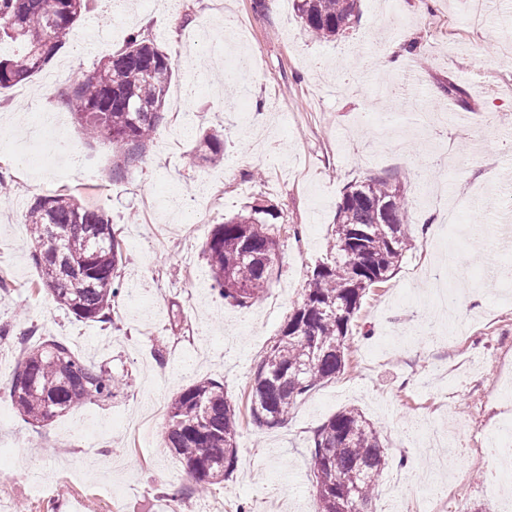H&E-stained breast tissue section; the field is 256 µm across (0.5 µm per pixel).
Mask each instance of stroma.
Segmentation results:
<instances>
[{
  "label": "stroma",
  "instance_id": "35a3bbf8",
  "mask_svg": "<svg viewBox=\"0 0 512 512\" xmlns=\"http://www.w3.org/2000/svg\"><path fill=\"white\" fill-rule=\"evenodd\" d=\"M133 5L132 19L114 16ZM140 31L178 59L164 121L142 161L116 172L118 153L68 118L85 169L37 167L20 156L35 113L55 112L71 79ZM398 65L382 69L380 57ZM41 75L0 90V512H315L314 431L353 407L389 457L375 512H432L427 492L459 486L444 512L493 505L506 486L476 458L484 432L512 424V266L499 226L512 224V0H361L338 39L309 35L292 0H99ZM472 88L467 108L449 82ZM206 132L224 159L200 162ZM385 175L415 206L412 246L372 288L352 323L350 365L309 392L277 428L243 419L238 466L210 493L164 443L167 408L183 387L211 378L238 403L267 345L302 299L345 187ZM74 196L107 213L123 243L122 284L138 280L147 320L120 296L110 323L79 321L38 286L24 207L39 194ZM270 211L279 271L266 298L240 309L214 289L204 254L213 228L252 208ZM64 339L127 384L75 407L42 431L10 395L17 334Z\"/></svg>",
  "mask_w": 512,
  "mask_h": 512
}]
</instances>
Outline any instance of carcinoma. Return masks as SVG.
Masks as SVG:
<instances>
[{
	"label": "carcinoma",
	"instance_id": "carcinoma-1",
	"mask_svg": "<svg viewBox=\"0 0 512 512\" xmlns=\"http://www.w3.org/2000/svg\"><path fill=\"white\" fill-rule=\"evenodd\" d=\"M93 0H0V41L15 51L0 55V89L42 71ZM360 0H294L319 40H332L359 18ZM177 62L154 40L137 33L70 86L67 101L87 138L116 144L118 169L136 166L164 120V104ZM194 152L217 163L223 143L203 135ZM413 200L391 179L375 176L345 188L336 209L328 252L301 303L288 316L254 372L250 415L257 426L277 428L297 402L347 367L350 326L370 288L387 281L410 249ZM31 225L32 261L39 282L76 318L111 321L119 294L122 245L109 216L65 193L40 195L24 215ZM217 294L246 308L260 301L274 275L277 241L253 211L215 227L206 243ZM12 374L11 398L23 420L46 427L77 405L111 398L123 385L87 363L65 342L31 328ZM239 408L224 384L205 379L182 388L169 407L165 445L204 495L238 465ZM387 465L377 430L355 408H344L313 435L310 467L316 512H374Z\"/></svg>",
	"mask_w": 512,
	"mask_h": 512
}]
</instances>
